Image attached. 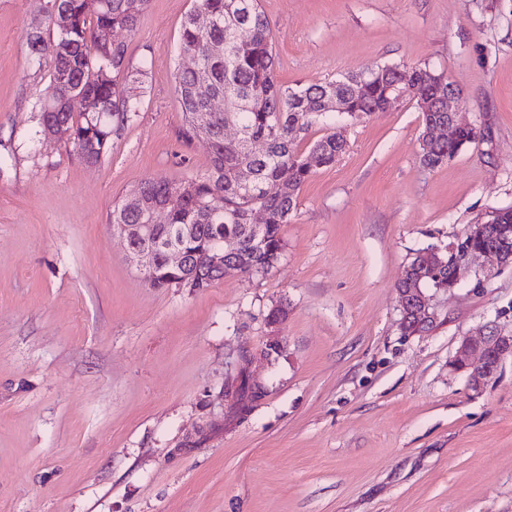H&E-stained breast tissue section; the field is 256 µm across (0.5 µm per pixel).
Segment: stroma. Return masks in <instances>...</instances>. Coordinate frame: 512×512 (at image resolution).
I'll return each instance as SVG.
<instances>
[{"label": "stroma", "mask_w": 512, "mask_h": 512, "mask_svg": "<svg viewBox=\"0 0 512 512\" xmlns=\"http://www.w3.org/2000/svg\"><path fill=\"white\" fill-rule=\"evenodd\" d=\"M192 5L117 32L139 110L89 167L40 133L39 0H0V512H512V359L479 394L451 366L487 321L512 333V266L476 263L422 334L395 290L512 207V0H260L281 83L426 65L480 136L430 170L414 104L328 113L298 150H348L301 187L278 263L196 291L149 286L109 223L140 182L210 167L175 83Z\"/></svg>", "instance_id": "obj_1"}]
</instances>
